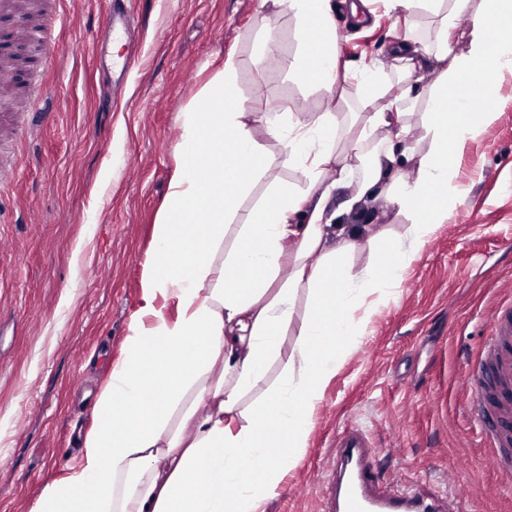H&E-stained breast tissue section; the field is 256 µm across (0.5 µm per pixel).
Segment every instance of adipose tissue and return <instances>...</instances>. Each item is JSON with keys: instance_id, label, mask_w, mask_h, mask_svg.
I'll list each match as a JSON object with an SVG mask.
<instances>
[{"instance_id": "ef3b65f1", "label": "adipose tissue", "mask_w": 512, "mask_h": 512, "mask_svg": "<svg viewBox=\"0 0 512 512\" xmlns=\"http://www.w3.org/2000/svg\"><path fill=\"white\" fill-rule=\"evenodd\" d=\"M471 4L388 0L392 11L438 19L436 30L411 26L388 45L401 73L427 60L440 74L428 89L407 88L387 112L373 108L390 90L374 66L360 67L350 111L307 119L245 111L234 57L213 73L180 114V160L145 260L140 305L80 460L44 486L33 512H267L307 445L325 386L362 342L369 297L395 293L447 220L449 199L465 194L455 159L494 119L492 81L512 76V0H481L467 50L455 52L454 20ZM261 6L295 20L299 48L289 71L336 96L351 65L338 53L331 0ZM424 100L422 149L407 113ZM256 125L306 185H271L242 212L238 200L266 165ZM350 187L361 196L380 189L408 220L403 234L365 244L383 257L360 269L352 262L365 246L360 231L338 223L331 207L334 192Z\"/></svg>"}]
</instances>
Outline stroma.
<instances>
[{
    "mask_svg": "<svg viewBox=\"0 0 512 512\" xmlns=\"http://www.w3.org/2000/svg\"><path fill=\"white\" fill-rule=\"evenodd\" d=\"M259 4L130 0L139 60L122 75L94 46L109 0H61L63 22L46 49V116L20 144L17 179L0 185L12 215L0 223V512H31L44 485L80 457L79 435L94 423L101 385L139 307L145 258L179 160V114L207 79L232 54L246 111L277 107L310 118L331 108L324 91L288 70L296 41L287 14L270 17L286 43L262 72L252 69ZM371 8L363 22L336 9L340 57L389 73L385 46L408 26L435 20L389 11L384 0ZM494 93V121L457 160L466 196L396 294L376 303L269 512H320V472L348 424L379 438L389 489L443 492L454 474L469 493L466 512H512V493L488 465L466 408L467 357L482 350L494 309L512 302V77L498 80ZM253 135L267 166L240 200L243 210L270 183L305 184L263 127ZM341 221L364 223L367 239L403 233L407 224L376 192Z\"/></svg>",
    "mask_w": 512,
    "mask_h": 512,
    "instance_id": "stroma-1",
    "label": "stroma"
}]
</instances>
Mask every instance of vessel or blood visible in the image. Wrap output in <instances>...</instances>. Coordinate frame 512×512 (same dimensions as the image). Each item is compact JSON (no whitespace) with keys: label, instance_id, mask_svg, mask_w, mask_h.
<instances>
[{"label":"vessel or blood","instance_id":"vessel-or-blood-1","mask_svg":"<svg viewBox=\"0 0 512 512\" xmlns=\"http://www.w3.org/2000/svg\"><path fill=\"white\" fill-rule=\"evenodd\" d=\"M480 370L486 385L472 391L469 414L486 436L490 464L503 487L512 491V459L503 453L512 445V305L495 309L483 350L468 360V374ZM382 471L379 444L371 432L344 426L323 465V512H463L460 494L382 492Z\"/></svg>","mask_w":512,"mask_h":512}]
</instances>
